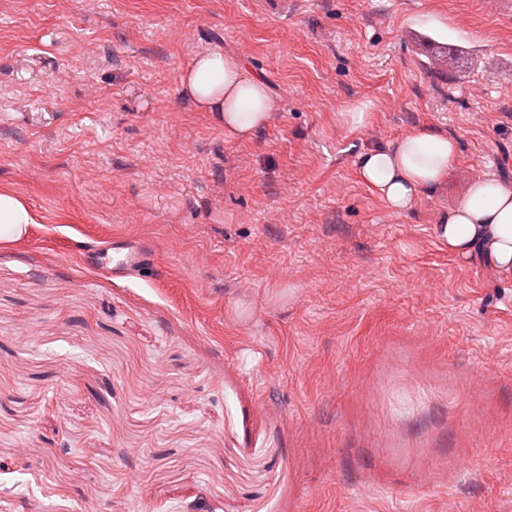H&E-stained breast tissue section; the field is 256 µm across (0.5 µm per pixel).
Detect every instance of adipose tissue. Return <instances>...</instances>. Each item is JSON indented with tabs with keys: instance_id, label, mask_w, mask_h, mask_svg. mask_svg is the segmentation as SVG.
<instances>
[{
	"instance_id": "1",
	"label": "adipose tissue",
	"mask_w": 512,
	"mask_h": 512,
	"mask_svg": "<svg viewBox=\"0 0 512 512\" xmlns=\"http://www.w3.org/2000/svg\"><path fill=\"white\" fill-rule=\"evenodd\" d=\"M182 94L210 113L225 136L250 139L275 109L263 80L248 74L243 64L219 54L196 56L179 74ZM453 141L423 128L386 147L368 149L355 165L360 181L393 211L410 209L425 193L435 191L455 166ZM33 217L26 202L0 191V244H10L25 233ZM449 253L480 259L504 280H512V185L481 179L460 201L442 214L432 229Z\"/></svg>"
}]
</instances>
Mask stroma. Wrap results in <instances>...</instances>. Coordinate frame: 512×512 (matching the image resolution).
I'll return each mask as SVG.
<instances>
[{
  "label": "stroma",
  "instance_id": "stroma-1",
  "mask_svg": "<svg viewBox=\"0 0 512 512\" xmlns=\"http://www.w3.org/2000/svg\"><path fill=\"white\" fill-rule=\"evenodd\" d=\"M221 52L276 108L184 97ZM368 123L352 127L358 107ZM428 127L396 213L362 151ZM512 184V0H0V512H512V281L438 215ZM131 237L144 277L86 269ZM178 81L181 93L210 112L213 122L232 139H250L275 109L264 81L248 74L232 57L198 55L180 72ZM457 159L453 141L422 128L387 147L362 152L355 165L360 181L390 210L402 212L410 209L422 194L435 191ZM33 217L27 203L15 193L0 191V244H11L25 234Z\"/></svg>",
  "mask_w": 512,
  "mask_h": 512
}]
</instances>
